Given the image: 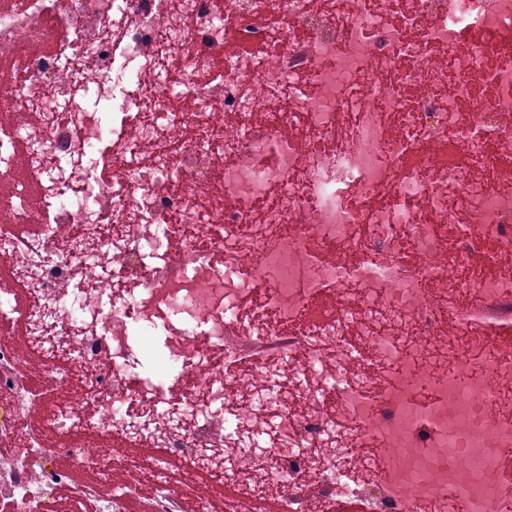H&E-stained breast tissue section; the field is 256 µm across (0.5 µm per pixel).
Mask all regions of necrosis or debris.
Returning a JSON list of instances; mask_svg holds the SVG:
<instances>
[{"instance_id":"1","label":"necrosis or debris","mask_w":512,"mask_h":512,"mask_svg":"<svg viewBox=\"0 0 512 512\" xmlns=\"http://www.w3.org/2000/svg\"><path fill=\"white\" fill-rule=\"evenodd\" d=\"M21 104L0 254L38 300L0 282V437L34 405L12 328L62 322L93 388L57 430L135 407L167 455L275 462L281 512H316V482L512 512L470 465L512 453V0H0V112ZM59 454L1 463L0 502L54 499Z\"/></svg>"}]
</instances>
